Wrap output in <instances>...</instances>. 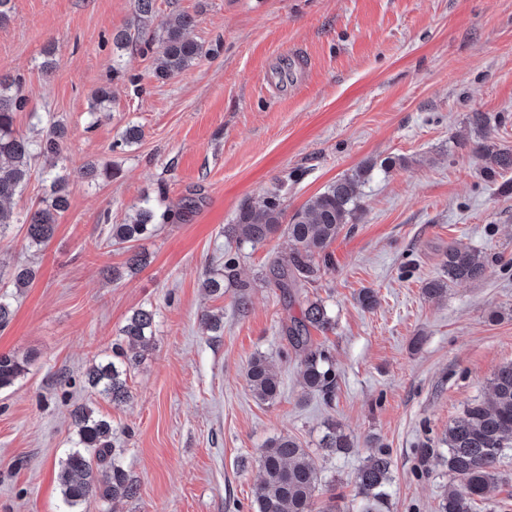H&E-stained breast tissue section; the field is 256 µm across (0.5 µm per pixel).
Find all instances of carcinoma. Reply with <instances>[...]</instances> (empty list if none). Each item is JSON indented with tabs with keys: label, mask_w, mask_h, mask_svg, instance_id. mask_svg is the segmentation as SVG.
I'll list each match as a JSON object with an SVG mask.
<instances>
[{
	"label": "carcinoma",
	"mask_w": 512,
	"mask_h": 512,
	"mask_svg": "<svg viewBox=\"0 0 512 512\" xmlns=\"http://www.w3.org/2000/svg\"><path fill=\"white\" fill-rule=\"evenodd\" d=\"M194 23V17L187 13H177L165 22L163 35L158 39V78L174 77L204 56L203 47L186 36ZM22 84L20 75L0 77V237L13 225L22 223L27 225L28 245L38 248L51 240L57 216L69 206L70 176L53 173L61 158L67 131L63 124L53 123L36 140L16 133V114L24 111L28 104ZM111 100L110 88H98L91 96L90 114L106 108ZM473 153L487 160L485 171L490 176L512 171V151L493 152L481 143L474 146ZM37 158L44 161L43 174L50 181V195L21 219L5 203L20 193L30 180ZM370 172L371 167L367 166L329 184L287 220L280 203V189L274 188L262 205L241 207L228 232L236 240L253 246L279 232L286 235L292 250L277 262L278 285L287 288L298 280H306L317 271L316 259L326 256L327 248L344 225L355 220L360 209V187ZM111 176L112 166L107 163H90L78 172L81 179ZM155 220V210L145 200L131 222L110 225L109 240L126 246L130 252L127 260L130 273L147 263L146 254L136 250V242L151 235ZM444 266L448 279L453 282L476 280L485 272V262L480 256L460 246L448 248ZM35 276L34 267L17 265L11 274L12 286L25 288ZM331 326L332 318L326 307L312 302L303 311L302 318L288 328L293 344L305 350L303 385L327 396L336 383L330 355L307 344L309 328ZM153 328L151 311H135L112 346V358L92 364L85 373L84 383L115 404L130 399L128 373L140 363L141 351L151 344ZM29 365L26 357L1 353L0 389L24 376ZM247 380L261 402H272L280 394L278 373L263 355L250 361ZM491 390L490 403L479 400L469 403L461 416L448 425L444 439L448 449L445 462L458 487L448 491L439 505L440 512H473L476 500L499 480L497 463L504 451L512 448V363L499 367L494 373ZM71 418L75 427L74 446L60 461L57 473L63 512H80V506L90 498L106 501L135 496L136 483L113 457L112 420L96 414L85 404L74 406ZM322 444L333 453H346L353 447L350 438L337 427L328 428ZM391 466V457L385 452L370 456L356 476L360 496L356 512H384ZM261 467L263 476L254 488L255 512H313L319 474L309 452L295 439L289 436L274 439L261 456Z\"/></svg>",
	"instance_id": "carcinoma-1"
}]
</instances>
